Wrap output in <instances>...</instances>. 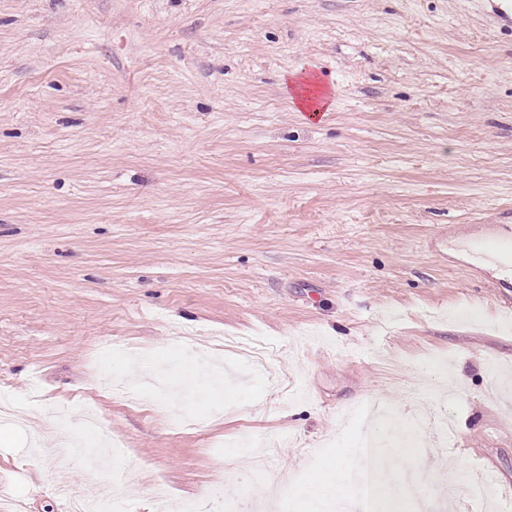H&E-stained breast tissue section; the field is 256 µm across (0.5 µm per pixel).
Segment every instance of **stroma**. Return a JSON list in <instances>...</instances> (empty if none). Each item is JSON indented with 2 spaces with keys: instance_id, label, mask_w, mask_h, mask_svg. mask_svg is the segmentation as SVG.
Wrapping results in <instances>:
<instances>
[{
  "instance_id": "1",
  "label": "stroma",
  "mask_w": 512,
  "mask_h": 512,
  "mask_svg": "<svg viewBox=\"0 0 512 512\" xmlns=\"http://www.w3.org/2000/svg\"><path fill=\"white\" fill-rule=\"evenodd\" d=\"M487 0H0V386L95 409L110 471L54 468L0 425V498L72 512H310L355 498L358 446L425 408L398 512L512 496V312L478 240L512 225V27ZM312 80L330 109L294 96ZM111 353H104V345ZM181 378L178 432L129 353ZM286 479L276 506L242 441ZM454 466L444 469L443 458ZM490 477L471 501V476Z\"/></svg>"
}]
</instances>
